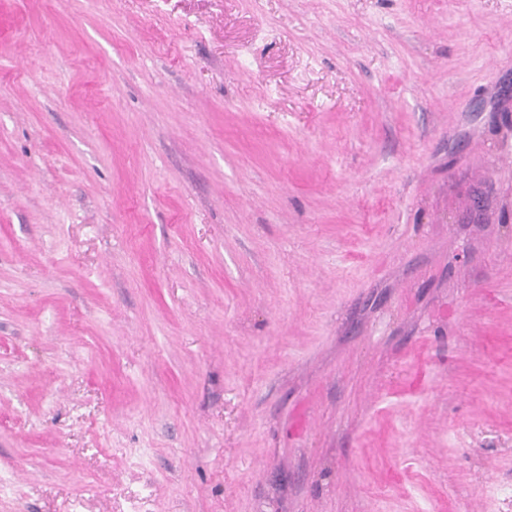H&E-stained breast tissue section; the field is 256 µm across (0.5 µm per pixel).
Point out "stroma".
<instances>
[{"instance_id":"obj_1","label":"stroma","mask_w":512,"mask_h":512,"mask_svg":"<svg viewBox=\"0 0 512 512\" xmlns=\"http://www.w3.org/2000/svg\"><path fill=\"white\" fill-rule=\"evenodd\" d=\"M0 512H512V0H0Z\"/></svg>"}]
</instances>
